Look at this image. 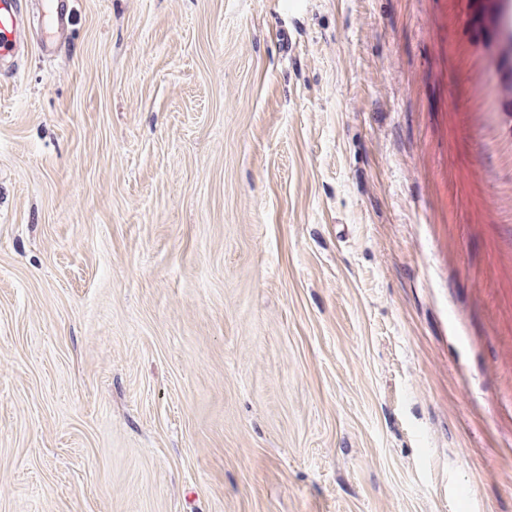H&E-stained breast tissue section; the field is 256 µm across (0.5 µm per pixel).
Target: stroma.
<instances>
[{"label": "stroma", "instance_id": "stroma-1", "mask_svg": "<svg viewBox=\"0 0 512 512\" xmlns=\"http://www.w3.org/2000/svg\"><path fill=\"white\" fill-rule=\"evenodd\" d=\"M484 3L25 0L0 512H512ZM72 4V0H46L44 9L50 18V28L45 42L41 44L43 52L50 53L54 48L55 34L65 28V23L73 10Z\"/></svg>", "mask_w": 512, "mask_h": 512}]
</instances>
